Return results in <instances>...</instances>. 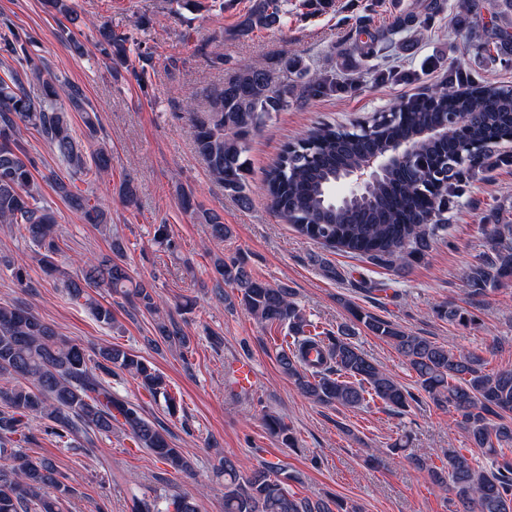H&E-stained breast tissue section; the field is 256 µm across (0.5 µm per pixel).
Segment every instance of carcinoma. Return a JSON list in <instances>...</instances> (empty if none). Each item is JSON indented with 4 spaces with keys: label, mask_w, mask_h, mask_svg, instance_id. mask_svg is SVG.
<instances>
[{
    "label": "carcinoma",
    "mask_w": 512,
    "mask_h": 512,
    "mask_svg": "<svg viewBox=\"0 0 512 512\" xmlns=\"http://www.w3.org/2000/svg\"><path fill=\"white\" fill-rule=\"evenodd\" d=\"M493 23L474 35L476 53L506 65L512 63V0H487ZM421 10L404 11L385 28L372 25L366 15L355 20L358 35L366 36L355 49L371 61L393 36L404 32L420 35L431 29L444 12L441 0H420ZM288 26L285 0H253L237 24L234 36L245 38L256 30ZM98 43L117 65L129 62V38L106 26L98 28ZM35 39L20 33L10 21L0 20V52L16 67L8 69L10 81L0 77V223L22 224L28 239L38 247L45 272L60 281L68 295L87 299L93 316L112 324V309L89 299L88 291L108 288L134 306L158 317V341L187 347L190 337L173 318H165L153 285L136 281L124 262L122 238H112L111 254L83 261L82 272L72 275L56 261L61 252L57 219L52 209L38 205L33 189L35 161L18 136L19 125L34 128L47 141L69 171L70 182L55 181L67 205L90 224H106L109 210L79 190L74 182L90 172L103 173L111 155L102 147L87 153L72 134L59 105L65 95L69 107L86 111L81 91L44 80L40 94L31 96L19 71H39L31 66ZM278 65L296 77L294 82L273 87L263 64L242 62L234 75L214 89L202 109L191 112L196 152L212 178L246 207L253 189L246 177L245 154L251 136L271 113L288 108L298 98L317 99L336 91V70L313 71L300 57L288 55ZM459 81L474 85L459 95L452 84L396 103L390 117L347 128L316 129L288 144L267 173L261 191L272 208L302 236L329 250L364 256L384 266L422 259L431 243L447 229L448 209L465 193L475 170L491 165L485 152L475 164L452 169L447 161L448 130L438 125L453 115L469 120L454 131L459 147L490 145L512 137V87L477 85L468 75ZM410 142L418 156L442 175L443 191L436 195L412 181L407 173L390 168L368 195L343 205L334 203L333 189L363 159L364 148L389 154ZM181 208L209 228L210 236L224 241L230 225L215 211L203 209L194 195L180 197ZM490 253L464 272L468 292L485 296L512 282V225L495 224L485 231ZM216 272L224 285L238 292L239 304L265 326L288 329L291 341L277 352L281 372L307 398L327 407L359 408L379 400L386 408L402 412L414 394L378 365L353 341L356 326L391 343L403 356L416 383L439 407L454 413L472 445L493 462L476 467L457 450L448 451V471L430 467L425 457L411 464L440 488L454 495L456 512H512V369L488 368V360L473 352H455L425 336L356 308H349L352 322L335 331H319L293 300V293L253 275L239 253L217 259ZM441 318L463 326L475 318L455 307L435 310ZM119 369L139 380L151 396H163L167 409L176 401L163 376L141 355L119 345L101 346L90 352L60 335L55 327L23 304L0 306V512H61V501L71 492L46 459L33 460L23 451L35 439L36 424L59 441L83 438L89 446L97 436L112 434L121 426L136 447L155 455L176 472L187 473L191 462L169 440L166 426L146 419L139 405L112 392L104 376ZM268 430L293 443L287 424L278 416H263ZM217 470L224 474V512H360L338 498L300 497L288 490V482L300 481L273 463H264L247 476L236 461L226 456ZM131 512H199L196 501L180 493H153L132 500Z\"/></svg>",
    "instance_id": "obj_1"
}]
</instances>
